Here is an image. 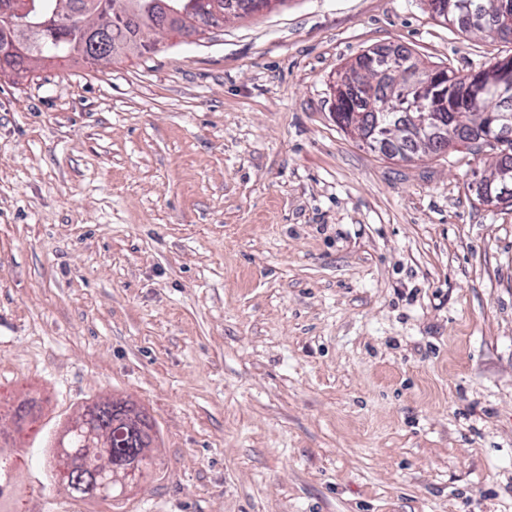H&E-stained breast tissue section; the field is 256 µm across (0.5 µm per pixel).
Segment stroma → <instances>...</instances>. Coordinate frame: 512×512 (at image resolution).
<instances>
[{
  "label": "stroma",
  "mask_w": 512,
  "mask_h": 512,
  "mask_svg": "<svg viewBox=\"0 0 512 512\" xmlns=\"http://www.w3.org/2000/svg\"><path fill=\"white\" fill-rule=\"evenodd\" d=\"M465 75L512 43L428 0H287L157 52L0 76V456L13 512H512V205L497 154L403 161L336 123L360 54ZM119 399L154 464L53 476Z\"/></svg>",
  "instance_id": "obj_1"
}]
</instances>
